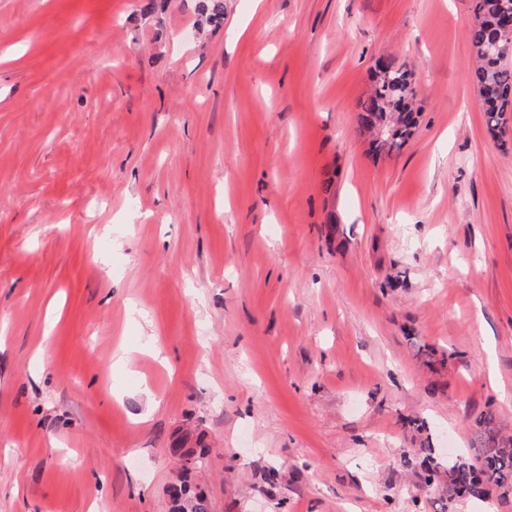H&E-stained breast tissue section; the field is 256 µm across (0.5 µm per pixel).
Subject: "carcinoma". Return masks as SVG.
Wrapping results in <instances>:
<instances>
[{
  "mask_svg": "<svg viewBox=\"0 0 512 512\" xmlns=\"http://www.w3.org/2000/svg\"><path fill=\"white\" fill-rule=\"evenodd\" d=\"M499 0H474L476 21L468 30V40L477 59L472 83L482 101L486 128L494 138L505 133L512 119V28L499 20ZM497 44L500 52L491 48ZM411 75L402 66L388 63L386 73H375L371 94L361 103L359 123L362 129L384 135L372 142L374 149L391 153L402 149L413 137L417 113L411 105ZM484 438L476 461L463 459L450 467L453 492L459 497L481 499L496 489L506 496L512 493V440H504L493 426V416H483ZM189 436L173 443L170 452L178 457L181 468L176 494L185 495L176 512H209L202 493L192 491L188 477L203 464L209 454L204 446L187 447Z\"/></svg>",
  "mask_w": 512,
  "mask_h": 512,
  "instance_id": "obj_1",
  "label": "carcinoma"
}]
</instances>
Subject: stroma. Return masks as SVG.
<instances>
[{"label": "stroma", "instance_id": "obj_1", "mask_svg": "<svg viewBox=\"0 0 512 512\" xmlns=\"http://www.w3.org/2000/svg\"><path fill=\"white\" fill-rule=\"evenodd\" d=\"M142 6L0 0V512H170L181 431L210 512H512L447 468L512 438L473 0ZM380 59L419 122L376 154Z\"/></svg>", "mask_w": 512, "mask_h": 512}]
</instances>
